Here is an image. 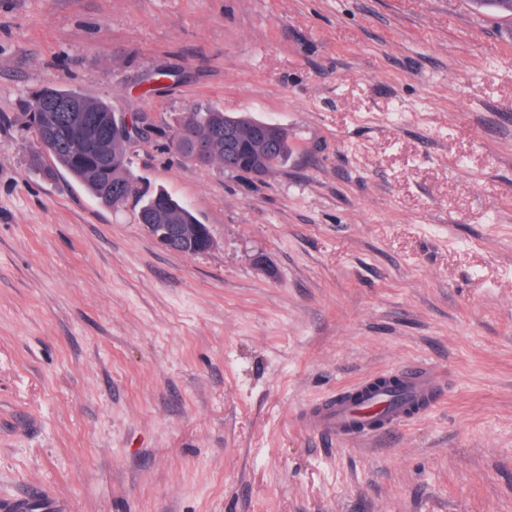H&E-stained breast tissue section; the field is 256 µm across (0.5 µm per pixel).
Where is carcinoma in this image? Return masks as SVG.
Instances as JSON below:
<instances>
[{
	"label": "carcinoma",
	"instance_id": "1",
	"mask_svg": "<svg viewBox=\"0 0 512 512\" xmlns=\"http://www.w3.org/2000/svg\"><path fill=\"white\" fill-rule=\"evenodd\" d=\"M80 102L87 114L107 118L112 109L102 100H95L80 92L64 87H46L25 100L24 112L29 127L36 128L37 117L51 112L66 103ZM251 124L261 128L266 122L242 119L240 115L218 109H195L184 116L172 135L175 150L190 162H195L192 145L196 137L204 135L211 139L214 149L206 162L210 166L217 162L221 168L246 173L253 166V159L247 155L224 153V126L228 124ZM52 140L41 138L36 141L29 156L30 165L48 177L63 170L79 182L101 204L120 208L129 201L135 202L134 220L138 224H196L197 217L181 201L164 190L150 195L136 193L133 197L117 194L118 188L138 184L133 171V150L129 141L112 137L110 130L102 128L99 137L91 147L78 151L76 136L71 127L57 120L51 126ZM280 137L270 143H263L262 157L272 168L283 166L291 152L288 128L280 127Z\"/></svg>",
	"mask_w": 512,
	"mask_h": 512
}]
</instances>
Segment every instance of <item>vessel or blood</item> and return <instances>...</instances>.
Instances as JSON below:
<instances>
[{"mask_svg":"<svg viewBox=\"0 0 512 512\" xmlns=\"http://www.w3.org/2000/svg\"><path fill=\"white\" fill-rule=\"evenodd\" d=\"M396 376L408 397L420 402L423 410L437 404L442 382L433 370L420 363H407L399 367ZM370 385L366 379L310 405L305 412L306 423L332 438L348 439L387 434L397 423L408 420L406 411L392 407L386 392L371 390ZM54 507L39 485L21 496L0 501V512H53Z\"/></svg>","mask_w":512,"mask_h":512,"instance_id":"vessel-or-blood-1","label":"vessel or blood"}]
</instances>
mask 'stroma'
<instances>
[{"mask_svg": "<svg viewBox=\"0 0 512 512\" xmlns=\"http://www.w3.org/2000/svg\"><path fill=\"white\" fill-rule=\"evenodd\" d=\"M59 85L151 115L134 171L211 251L29 166L20 102ZM206 107L286 127L287 164L169 149ZM407 362L446 378L425 417L371 440L301 423ZM35 484L67 512H512V16L0 0V499Z\"/></svg>", "mask_w": 512, "mask_h": 512, "instance_id": "1", "label": "stroma"}]
</instances>
